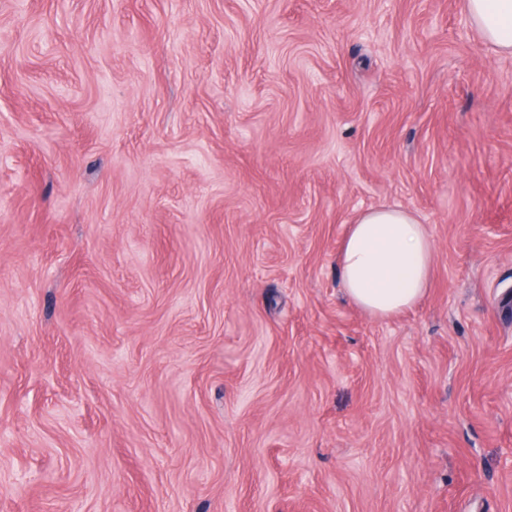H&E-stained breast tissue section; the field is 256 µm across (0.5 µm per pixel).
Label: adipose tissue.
I'll return each mask as SVG.
<instances>
[{"mask_svg": "<svg viewBox=\"0 0 512 512\" xmlns=\"http://www.w3.org/2000/svg\"><path fill=\"white\" fill-rule=\"evenodd\" d=\"M483 38L512 54V0H465ZM434 243L407 209L382 206L360 211L339 254L348 299L375 318L394 316L418 304L432 276Z\"/></svg>", "mask_w": 512, "mask_h": 512, "instance_id": "ef3b65f1", "label": "adipose tissue"}]
</instances>
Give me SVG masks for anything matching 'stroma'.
<instances>
[{
  "label": "stroma",
  "mask_w": 512,
  "mask_h": 512,
  "mask_svg": "<svg viewBox=\"0 0 512 512\" xmlns=\"http://www.w3.org/2000/svg\"><path fill=\"white\" fill-rule=\"evenodd\" d=\"M435 243L351 304L362 210ZM0 512H512V55L464 0H0ZM434 243L425 224L407 209L382 206L360 211L339 254L348 299L375 318L418 304L432 276Z\"/></svg>",
  "instance_id": "obj_1"
}]
</instances>
